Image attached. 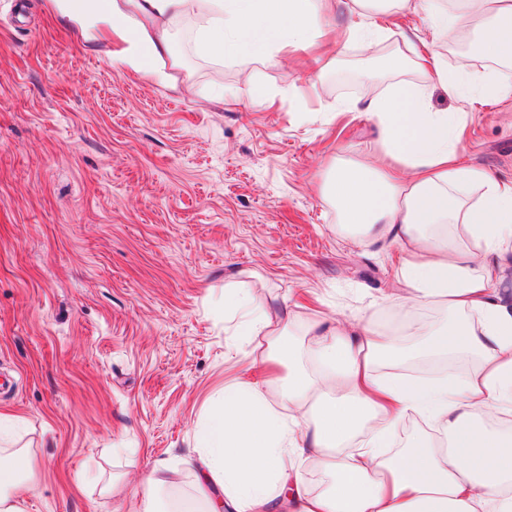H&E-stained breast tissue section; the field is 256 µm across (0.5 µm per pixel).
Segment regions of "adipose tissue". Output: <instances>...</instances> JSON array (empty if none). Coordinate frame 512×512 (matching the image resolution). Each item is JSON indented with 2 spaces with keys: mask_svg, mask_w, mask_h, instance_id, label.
Returning a JSON list of instances; mask_svg holds the SVG:
<instances>
[{
  "mask_svg": "<svg viewBox=\"0 0 512 512\" xmlns=\"http://www.w3.org/2000/svg\"><path fill=\"white\" fill-rule=\"evenodd\" d=\"M428 3L432 38L410 45L420 81L398 82L352 106L375 122L384 162L337 167L329 193L347 233L368 246H404L406 304L436 306L442 320L421 328L411 346L369 328L310 321L309 355L328 372L322 383L285 356L290 314L243 321L245 335L277 337L278 352L252 379L225 387L190 461L222 488L227 512H512V431L499 427L512 418V302L500 287L512 262V180L467 163L457 114L432 111L428 102L434 85L462 104L512 96V0ZM200 4L207 10L202 47L210 54L271 61L289 49L309 55L312 74L326 70L321 48L333 32L322 15L332 0H108L112 35L126 41L123 20L135 15L139 43L154 58L171 57L168 21ZM351 4L359 19L348 35L364 44L410 0ZM464 30L475 31L479 54L498 62L497 70L476 78L449 69L440 47ZM406 168L411 177L403 176ZM461 235L472 247L458 243ZM461 352L478 363L453 380L376 372L413 353ZM274 371L292 413L268 398ZM412 416L436 436L412 435L389 454L395 428ZM11 422L0 415V512H26L19 474L31 457L9 445ZM303 456L330 474V490L314 493L288 467V458ZM274 486L279 496L271 495Z\"/></svg>",
  "mask_w": 512,
  "mask_h": 512,
  "instance_id": "1",
  "label": "adipose tissue"
}]
</instances>
